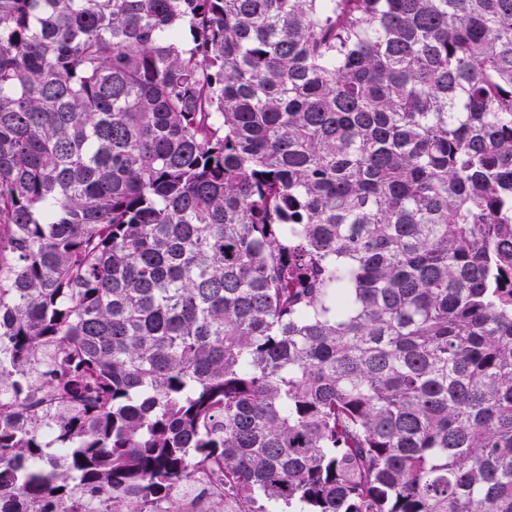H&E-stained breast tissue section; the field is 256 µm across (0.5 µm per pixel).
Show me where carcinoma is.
<instances>
[{"mask_svg": "<svg viewBox=\"0 0 512 512\" xmlns=\"http://www.w3.org/2000/svg\"><path fill=\"white\" fill-rule=\"evenodd\" d=\"M0 512H512V0H0Z\"/></svg>", "mask_w": 512, "mask_h": 512, "instance_id": "cac0c4a2", "label": "carcinoma"}]
</instances>
